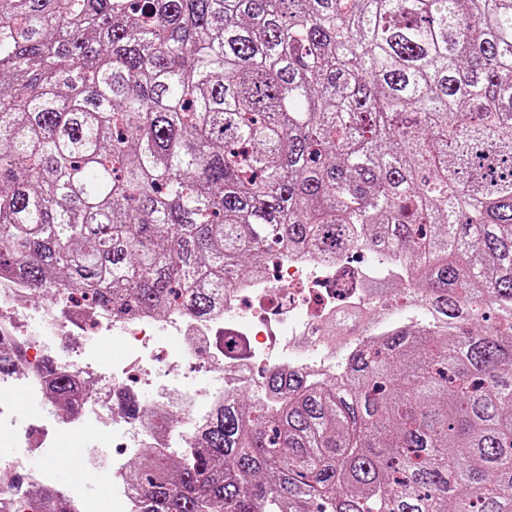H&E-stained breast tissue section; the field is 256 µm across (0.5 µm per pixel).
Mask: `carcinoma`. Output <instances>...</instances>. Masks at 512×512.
<instances>
[{
	"label": "carcinoma",
	"instance_id": "carcinoma-1",
	"mask_svg": "<svg viewBox=\"0 0 512 512\" xmlns=\"http://www.w3.org/2000/svg\"><path fill=\"white\" fill-rule=\"evenodd\" d=\"M358 237L424 325L217 405L134 512H512V0H0V272L30 294L205 318Z\"/></svg>",
	"mask_w": 512,
	"mask_h": 512
}]
</instances>
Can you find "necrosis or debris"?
I'll list each match as a JSON object with an SVG mask.
<instances>
[{"mask_svg": "<svg viewBox=\"0 0 512 512\" xmlns=\"http://www.w3.org/2000/svg\"><path fill=\"white\" fill-rule=\"evenodd\" d=\"M400 274L376 263L359 244L338 249L331 259L289 253L278 260L274 275L247 277L226 288L223 309L204 320L185 313L143 314L134 320L104 312L88 316L50 296L27 304L22 283L0 277V324L28 349L0 386L43 390L42 366L50 360L86 391L99 443L115 437L123 448L167 447L168 432L155 429L147 415L168 408L189 445L217 399L243 392L262 396V371L289 367L335 377L343 351L324 341L328 322L340 312L370 315L376 302L368 285ZM86 318L97 336L115 334L126 342L127 353L113 360L111 372L103 371L86 337L76 333ZM162 335L174 343L164 354L158 342ZM134 368L152 395L143 413L132 415L117 408L115 399ZM0 425L13 433L10 449L0 455V472L24 475L30 486H47L44 475L27 473L24 465L28 454L47 447V435L1 409Z\"/></svg>", "mask_w": 512, "mask_h": 512, "instance_id": "1", "label": "necrosis or debris"}]
</instances>
